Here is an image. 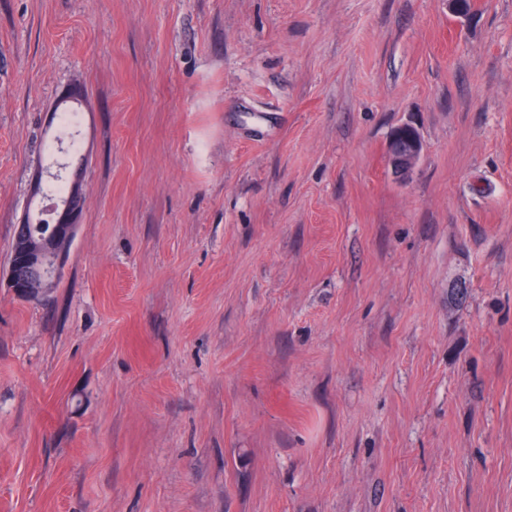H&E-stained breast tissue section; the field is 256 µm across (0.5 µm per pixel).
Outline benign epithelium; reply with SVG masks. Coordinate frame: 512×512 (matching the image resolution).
<instances>
[{
	"label": "benign epithelium",
	"mask_w": 512,
	"mask_h": 512,
	"mask_svg": "<svg viewBox=\"0 0 512 512\" xmlns=\"http://www.w3.org/2000/svg\"><path fill=\"white\" fill-rule=\"evenodd\" d=\"M421 152L422 142L419 136L414 134L402 139L396 135L391 136L388 155L392 171L399 176L406 175L418 162ZM81 173L82 168H77L70 182L67 198L48 208L52 218L48 233L42 238V247L30 251L15 248V252L21 253V257L11 261L8 274V286L15 295L21 298L32 296L29 281V271L32 269L42 271L46 281L55 282L60 278L69 255L67 245L73 243L78 228L80 201L76 185L80 181Z\"/></svg>",
	"instance_id": "benign-epithelium-1"
}]
</instances>
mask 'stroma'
Returning a JSON list of instances; mask_svg holds the SVG:
<instances>
[{"label":"stroma","mask_w":512,"mask_h":512,"mask_svg":"<svg viewBox=\"0 0 512 512\" xmlns=\"http://www.w3.org/2000/svg\"><path fill=\"white\" fill-rule=\"evenodd\" d=\"M0 512H512V0H0ZM422 152V142L418 135L399 138L391 135L388 155L392 171L399 176L406 175L418 162ZM83 164H79L74 178L70 182V192L65 201L53 203L48 212L52 215L51 223L48 221V233L42 238L43 246L40 249H31L30 252L17 246L14 257L21 250L20 260L12 259L9 264L8 286L15 295L21 298L32 296L29 281V271L41 270L44 281L55 283L61 276L64 264L69 255L67 244H73L79 226L77 217L80 209L79 195L76 185L80 181Z\"/></svg>","instance_id":"stroma-1"}]
</instances>
